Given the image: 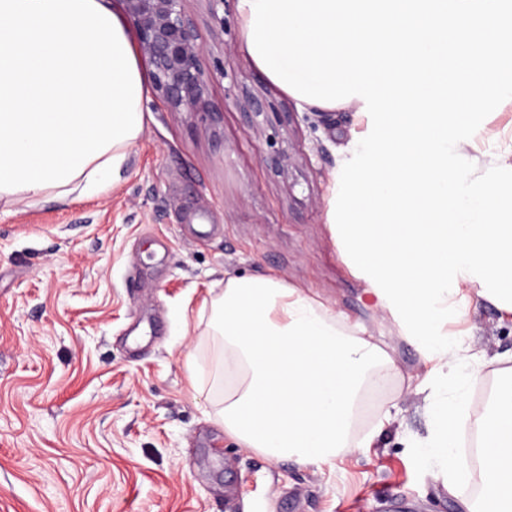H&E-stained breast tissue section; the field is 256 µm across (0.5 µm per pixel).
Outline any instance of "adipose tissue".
Segmentation results:
<instances>
[{
    "mask_svg": "<svg viewBox=\"0 0 512 512\" xmlns=\"http://www.w3.org/2000/svg\"><path fill=\"white\" fill-rule=\"evenodd\" d=\"M255 66L303 107L369 112L328 218L345 263L416 342L429 370L417 439L449 488L461 415L477 417L483 501L512 512V366L469 407L448 379L480 355L446 330L475 299L512 318V139L479 150L488 107L512 106V0H238ZM136 35L109 0H0V202L66 203L122 180L148 115ZM224 433L269 460L321 466L353 439L365 387L400 373L370 337L272 274L234 277L210 303Z\"/></svg>",
    "mask_w": 512,
    "mask_h": 512,
    "instance_id": "1",
    "label": "adipose tissue"
}]
</instances>
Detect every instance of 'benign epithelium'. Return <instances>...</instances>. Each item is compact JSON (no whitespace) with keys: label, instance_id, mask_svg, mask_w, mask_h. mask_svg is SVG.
<instances>
[{"label":"benign epithelium","instance_id":"obj_1","mask_svg":"<svg viewBox=\"0 0 512 512\" xmlns=\"http://www.w3.org/2000/svg\"><path fill=\"white\" fill-rule=\"evenodd\" d=\"M150 67L153 88L169 112H206L203 48L184 0H121Z\"/></svg>","mask_w":512,"mask_h":512}]
</instances>
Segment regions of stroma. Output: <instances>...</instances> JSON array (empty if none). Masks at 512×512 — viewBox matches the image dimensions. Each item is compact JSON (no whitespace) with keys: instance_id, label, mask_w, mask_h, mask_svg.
Returning a JSON list of instances; mask_svg holds the SVG:
<instances>
[{"instance_id":"1","label":"stroma","mask_w":512,"mask_h":512,"mask_svg":"<svg viewBox=\"0 0 512 512\" xmlns=\"http://www.w3.org/2000/svg\"><path fill=\"white\" fill-rule=\"evenodd\" d=\"M183 7L209 112L150 96L108 194L0 204V512H463L469 487L448 491L412 443L428 429L422 357L327 221L341 149L369 118L299 111L242 51L237 0ZM251 94L263 124L242 110ZM255 273L308 290L396 360L400 377L360 400L356 435L395 417L372 447L317 467L225 435L209 301ZM448 330L473 352L512 353V321L489 303Z\"/></svg>"}]
</instances>
